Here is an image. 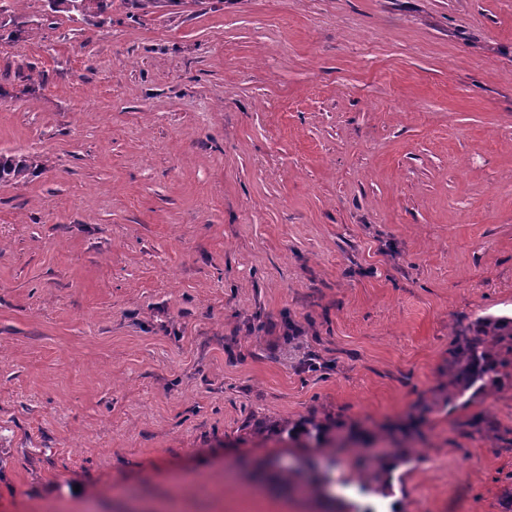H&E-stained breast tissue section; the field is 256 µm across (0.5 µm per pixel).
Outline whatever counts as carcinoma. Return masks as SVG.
<instances>
[{
	"instance_id": "obj_1",
	"label": "carcinoma",
	"mask_w": 512,
	"mask_h": 512,
	"mask_svg": "<svg viewBox=\"0 0 512 512\" xmlns=\"http://www.w3.org/2000/svg\"><path fill=\"white\" fill-rule=\"evenodd\" d=\"M50 11L62 9L77 23L103 25L109 19L112 0H46ZM33 166L24 157H0V183L23 179ZM464 360L465 380L456 397L462 398L475 389L479 392L497 385L498 367L509 364L512 355V319L484 317L479 320L475 335L457 349Z\"/></svg>"
}]
</instances>
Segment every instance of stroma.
Instances as JSON below:
<instances>
[{
	"instance_id": "1",
	"label": "stroma",
	"mask_w": 512,
	"mask_h": 512,
	"mask_svg": "<svg viewBox=\"0 0 512 512\" xmlns=\"http://www.w3.org/2000/svg\"><path fill=\"white\" fill-rule=\"evenodd\" d=\"M0 154V512H512V0H21ZM46 6L55 12L62 8L77 23L104 25L110 17L112 0H46ZM53 2V3H51ZM34 162L26 157H0V183H10L23 179ZM504 355H512V319L484 317L479 320L475 335L457 349L464 360L465 380L454 397L463 398L466 393L485 391L497 385V369L511 361Z\"/></svg>"
}]
</instances>
